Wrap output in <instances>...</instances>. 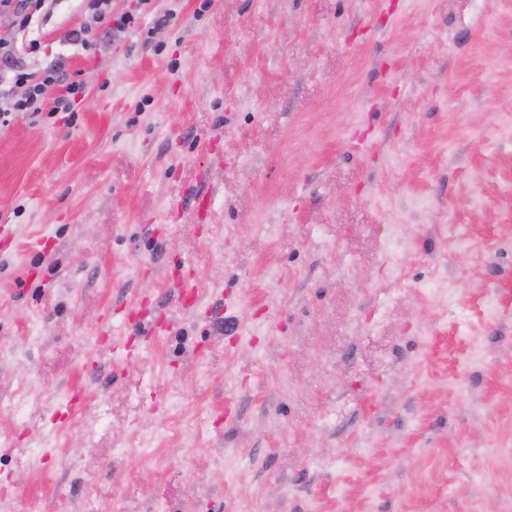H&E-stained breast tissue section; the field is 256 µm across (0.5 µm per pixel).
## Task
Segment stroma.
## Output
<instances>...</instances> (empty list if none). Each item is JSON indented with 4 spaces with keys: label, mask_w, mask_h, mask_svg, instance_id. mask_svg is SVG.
<instances>
[{
    "label": "stroma",
    "mask_w": 512,
    "mask_h": 512,
    "mask_svg": "<svg viewBox=\"0 0 512 512\" xmlns=\"http://www.w3.org/2000/svg\"><path fill=\"white\" fill-rule=\"evenodd\" d=\"M86 19L0 129V512H512V0ZM135 1L136 3L133 6L129 5L126 11L120 13H112L111 0L87 1L90 11L89 20L78 28L72 29L68 33L69 39L83 47H89L93 43L95 30L101 25H106L108 28L117 31L134 28L139 18V12L150 0ZM9 88L2 92L1 86ZM85 93L80 82L64 83L59 66L33 69L22 59L16 48L0 42V127L7 126L16 117L38 121L48 106L47 116L58 112H76Z\"/></svg>",
    "instance_id": "stroma-1"
}]
</instances>
